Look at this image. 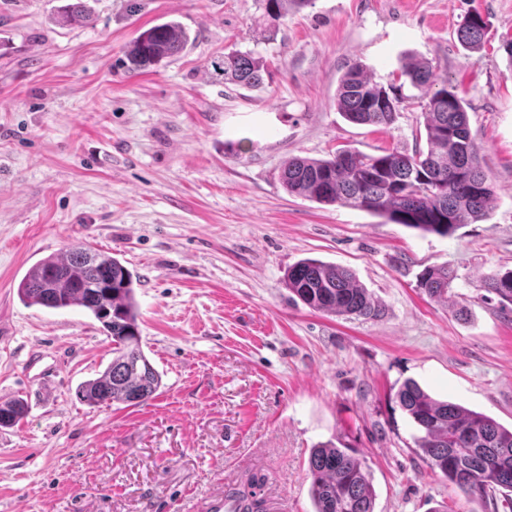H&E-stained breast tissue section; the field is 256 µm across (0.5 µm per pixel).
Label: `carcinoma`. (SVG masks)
I'll list each match as a JSON object with an SVG mask.
<instances>
[{
	"label": "carcinoma",
	"instance_id": "obj_1",
	"mask_svg": "<svg viewBox=\"0 0 512 512\" xmlns=\"http://www.w3.org/2000/svg\"><path fill=\"white\" fill-rule=\"evenodd\" d=\"M262 25L273 40L288 13L311 0H260ZM91 18L87 0L63 7L61 23L84 26ZM487 23L470 14L457 29L458 41L469 49L483 45ZM188 42L177 22L143 30L125 48L128 67L143 70L180 54ZM264 60L235 51L215 64L224 82L254 87L261 83ZM401 75L417 87L437 84L428 63L414 60ZM402 97L354 64L340 79L337 106L350 122L389 126L400 111ZM426 149L369 154L343 147L326 159L293 157L281 174L291 195L320 204H339L381 216L395 224L437 234L453 235L465 224L487 216L493 191L482 170L462 98L442 85L425 105ZM453 272L428 267L417 276L418 287L437 302H448ZM287 287L307 307L327 315L374 319L379 309L354 274L315 258H304L288 269ZM480 287L512 305V269L486 274ZM18 294L32 306L64 309L80 306L99 321L112 339V362L103 373L84 382L79 399L96 407L108 402L133 405L158 390L161 376L141 349L133 277L122 262L83 245H69L56 256L33 265L20 281ZM400 407L416 427L415 447L433 472L464 495L500 499L512 512V428L451 401L438 400L414 380L396 393ZM26 414L22 399L0 401V427L17 425ZM310 498L313 512H374L375 492L362 462L351 448L329 442L310 452Z\"/></svg>",
	"mask_w": 512,
	"mask_h": 512
}]
</instances>
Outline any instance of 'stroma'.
I'll return each mask as SVG.
<instances>
[{
    "label": "stroma",
    "instance_id": "stroma-1",
    "mask_svg": "<svg viewBox=\"0 0 512 512\" xmlns=\"http://www.w3.org/2000/svg\"><path fill=\"white\" fill-rule=\"evenodd\" d=\"M62 4L0 0V399L27 403L0 427V512H203L248 483L312 512L308 458L328 441L363 461L375 512H495L416 454L395 394L411 379L512 426V311L479 286L512 269V0H313L272 41L259 0H90L84 27L57 22ZM471 13L489 24L477 50L455 35ZM171 19L184 51L127 70L126 45ZM232 50L266 60L261 86L214 72ZM408 55L463 98L494 190L487 217L450 237L280 182L296 156L424 147L427 97L400 74ZM356 63L399 86L392 125L337 111ZM76 244L133 275L142 349L162 377L145 403H83L111 339L82 307L18 294L31 266ZM304 258L351 270L382 317L293 300L286 273ZM444 264L456 279L438 303L417 276Z\"/></svg>",
    "mask_w": 512,
    "mask_h": 512
}]
</instances>
